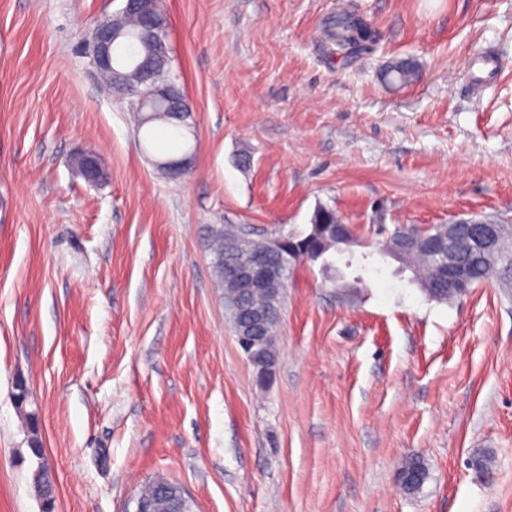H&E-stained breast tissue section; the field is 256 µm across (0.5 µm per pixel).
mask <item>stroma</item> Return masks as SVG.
I'll return each instance as SVG.
<instances>
[{"instance_id":"35a3bbf8","label":"stroma","mask_w":512,"mask_h":512,"mask_svg":"<svg viewBox=\"0 0 512 512\" xmlns=\"http://www.w3.org/2000/svg\"><path fill=\"white\" fill-rule=\"evenodd\" d=\"M120 5L0 0V512H135L159 479L192 512H512V288L428 300L372 234L512 220V0H162L195 118L177 180L87 49ZM341 7L373 53L325 39ZM486 48L507 65L468 93ZM403 57L417 81L385 84ZM320 205L355 230L328 255L348 287L296 267L263 384L209 228L304 232Z\"/></svg>"}]
</instances>
